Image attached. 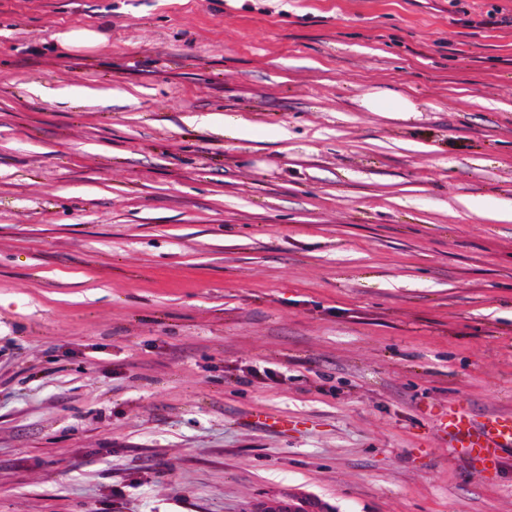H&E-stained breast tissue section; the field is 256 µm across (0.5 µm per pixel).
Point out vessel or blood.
Wrapping results in <instances>:
<instances>
[{"mask_svg": "<svg viewBox=\"0 0 512 512\" xmlns=\"http://www.w3.org/2000/svg\"><path fill=\"white\" fill-rule=\"evenodd\" d=\"M443 431L452 447L469 457L494 462L505 450L512 448V419L497 414L488 415L479 423L453 418Z\"/></svg>", "mask_w": 512, "mask_h": 512, "instance_id": "vessel-or-blood-1", "label": "vessel or blood"}]
</instances>
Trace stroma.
<instances>
[{
    "instance_id": "stroma-1",
    "label": "stroma",
    "mask_w": 512,
    "mask_h": 512,
    "mask_svg": "<svg viewBox=\"0 0 512 512\" xmlns=\"http://www.w3.org/2000/svg\"><path fill=\"white\" fill-rule=\"evenodd\" d=\"M506 209L512 0H0V512H512ZM359 104L369 112H415L417 104L409 97L393 91L375 88L364 94ZM442 431L453 448H460L466 456L490 462H496L512 447V419L498 414H490L479 423L473 419L452 418ZM316 498H299L284 493L259 501L252 512H330Z\"/></svg>"
}]
</instances>
